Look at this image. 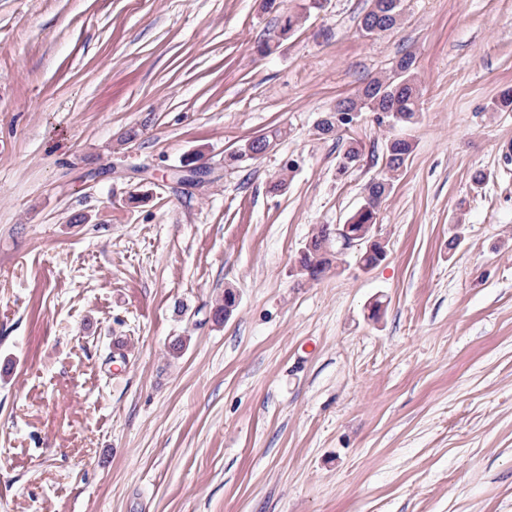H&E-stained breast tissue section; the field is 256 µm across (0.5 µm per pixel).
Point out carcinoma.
Instances as JSON below:
<instances>
[{
  "mask_svg": "<svg viewBox=\"0 0 512 512\" xmlns=\"http://www.w3.org/2000/svg\"><path fill=\"white\" fill-rule=\"evenodd\" d=\"M320 0H306L302 11L281 16L275 39L263 42L258 51L264 55L272 52L273 47L297 31L312 12L319 9ZM404 0H372V7L361 21V30L366 36H373L395 28L402 20ZM415 57L406 53L398 60L392 74L379 76L367 82L357 93L345 97L336 103V107L322 116L316 128L318 135L324 138L336 136V123L343 121L345 114L357 112L374 115L390 112L396 124H385L375 119L378 127L392 129L398 125L408 126L417 121L420 112L421 89L418 84ZM285 131L274 129L260 138L247 139L224 156V166L236 168L243 165L241 157L246 151L254 154L264 152L266 145L280 140ZM362 143L348 138L344 150L339 154L337 170L343 174L357 165ZM412 143L405 138L389 137L385 144V166L383 171L372 178L364 188L363 204L349 218V234L357 237L363 232V225L377 223L381 203L391 193L394 182L398 180L406 158L412 152ZM334 235L331 225L324 224L312 236L299 255V267L302 275L316 281L332 266L341 268L345 263L341 251L333 249ZM387 258L385 247L375 242L369 250H364L359 258L361 269L371 270ZM238 306L237 294L230 288L215 300L211 306L212 320L221 324L229 318Z\"/></svg>",
  "mask_w": 512,
  "mask_h": 512,
  "instance_id": "1",
  "label": "carcinoma"
}]
</instances>
